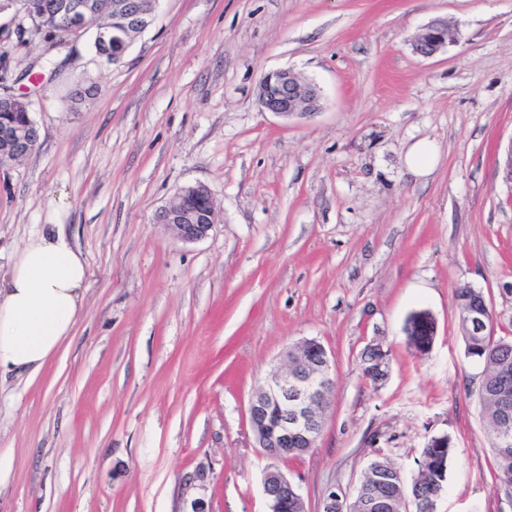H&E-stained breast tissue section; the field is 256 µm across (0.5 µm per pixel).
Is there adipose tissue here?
I'll use <instances>...</instances> for the list:
<instances>
[{
    "label": "adipose tissue",
    "mask_w": 512,
    "mask_h": 512,
    "mask_svg": "<svg viewBox=\"0 0 512 512\" xmlns=\"http://www.w3.org/2000/svg\"><path fill=\"white\" fill-rule=\"evenodd\" d=\"M88 276L62 225L28 240L0 284V372L34 373L58 353L78 322Z\"/></svg>",
    "instance_id": "adipose-tissue-1"
}]
</instances>
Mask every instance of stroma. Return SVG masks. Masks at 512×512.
<instances>
[{
  "instance_id": "obj_1",
  "label": "stroma",
  "mask_w": 512,
  "mask_h": 512,
  "mask_svg": "<svg viewBox=\"0 0 512 512\" xmlns=\"http://www.w3.org/2000/svg\"><path fill=\"white\" fill-rule=\"evenodd\" d=\"M454 40L414 53L428 23ZM0 93L27 102L35 150L0 165V278L39 225L61 224L89 284L73 335L35 376L0 379V512H263L267 467L353 494L369 462L405 476L428 439L457 458L437 512H512L498 488L456 289L481 290L512 333V0H162L114 64L3 33ZM293 70L323 108L262 111V75ZM91 95L71 101L76 88ZM433 143L415 177L409 146ZM211 193L215 224L176 240L159 213ZM429 311L428 353L407 317ZM301 339L334 370L315 448H257L249 404ZM392 355L364 377L373 343ZM427 315V312H414L412 313L405 324L404 332L406 335L407 344L415 351L424 353L426 350L421 349L420 345L432 346L435 338V323L431 320H424L422 317ZM380 361L384 366L390 365V351L389 349L380 350L379 352H372V354L364 353L363 362V373L368 376L374 383L377 382V378L380 381H384L389 376L390 368L386 367L384 372L380 373L379 377L375 374L376 365L374 362Z\"/></svg>"
}]
</instances>
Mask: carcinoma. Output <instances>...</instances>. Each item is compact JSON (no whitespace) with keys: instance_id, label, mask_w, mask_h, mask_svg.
I'll list each match as a JSON object with an SVG mask.
<instances>
[{"instance_id":"obj_1","label":"carcinoma","mask_w":512,"mask_h":512,"mask_svg":"<svg viewBox=\"0 0 512 512\" xmlns=\"http://www.w3.org/2000/svg\"><path fill=\"white\" fill-rule=\"evenodd\" d=\"M22 14H33L40 18L41 27L29 32V38H43L58 30L50 22L53 15L62 13L73 0H15ZM92 8L87 21H96L97 27H109L115 21L116 0H91ZM27 127L26 143L23 150L8 155V162L30 154L38 139L35 122L30 116L25 102L15 97L0 101V133L4 129ZM484 300V293L475 288H460L455 292L457 310H462ZM424 313H412L405 324L404 332L407 344L417 352H423L421 346L432 343L435 338V323L423 319ZM459 327L465 342V355L482 366V379L479 400L492 427L494 464L499 488L508 492L512 488V446H500L499 426L502 408L498 399V390L506 373L512 374V336H473L464 321ZM322 350L311 345H296L288 351V365L304 363L317 365L321 362ZM390 365V351L366 353L363 357V373L371 381H377L376 362ZM456 453L453 439L446 435L431 437L421 450L416 462L417 469L411 479L404 478L400 468L387 457H376L370 461L362 479L363 486L386 502V512H404V496L408 492L425 494L431 490H444L448 468Z\"/></svg>"}]
</instances>
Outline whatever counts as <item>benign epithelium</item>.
<instances>
[{
	"instance_id": "1",
	"label": "benign epithelium",
	"mask_w": 512,
	"mask_h": 512,
	"mask_svg": "<svg viewBox=\"0 0 512 512\" xmlns=\"http://www.w3.org/2000/svg\"><path fill=\"white\" fill-rule=\"evenodd\" d=\"M90 5L76 0L63 16L59 28L72 33L85 29L86 14ZM126 26L100 28L96 40L102 46H112L114 54L123 56L130 46ZM448 24L435 21L427 25L413 42V50L422 57H432L448 46ZM258 102L262 109L284 119L304 118L319 111L321 96L312 83H303L290 69L265 73L258 84ZM201 200L204 209L192 207L191 201ZM173 236L186 243L204 239L214 224V204L209 191L203 186L190 187L178 197V206L168 207L160 215ZM463 319L476 334H489L494 325L493 313L488 304L470 307L463 311ZM334 382L332 364L328 355H322L319 367L283 368L267 382L250 403L249 418L258 447L286 456L294 439L313 440L319 432L318 412L329 407L328 383ZM277 407L278 417L271 420L269 408ZM265 512L293 501L299 505L303 498L298 487L282 472L270 469L262 481ZM359 493L349 496L334 489L323 493L320 512H352L350 505Z\"/></svg>"
}]
</instances>
